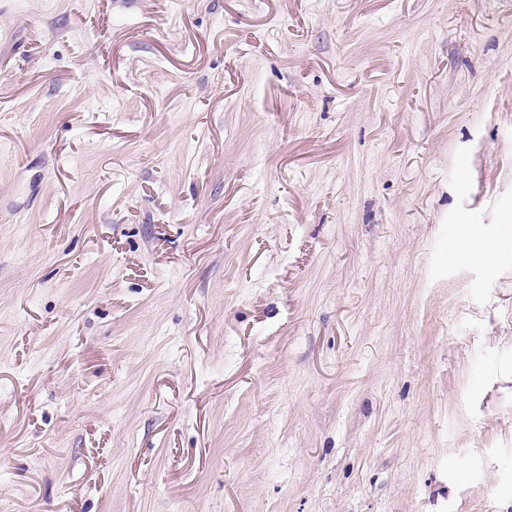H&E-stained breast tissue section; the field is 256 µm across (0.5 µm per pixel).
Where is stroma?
Segmentation results:
<instances>
[{
	"mask_svg": "<svg viewBox=\"0 0 512 512\" xmlns=\"http://www.w3.org/2000/svg\"><path fill=\"white\" fill-rule=\"evenodd\" d=\"M510 238L512 0H0V512H512Z\"/></svg>",
	"mask_w": 512,
	"mask_h": 512,
	"instance_id": "1",
	"label": "stroma"
}]
</instances>
